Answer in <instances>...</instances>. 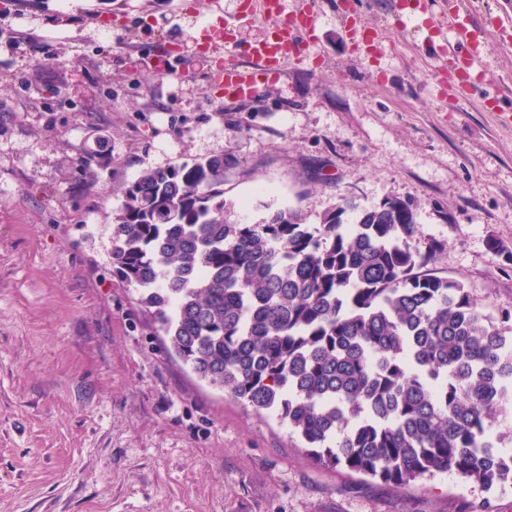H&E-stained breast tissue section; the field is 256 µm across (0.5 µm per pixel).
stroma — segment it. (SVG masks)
<instances>
[{
	"mask_svg": "<svg viewBox=\"0 0 512 512\" xmlns=\"http://www.w3.org/2000/svg\"><path fill=\"white\" fill-rule=\"evenodd\" d=\"M302 62L240 104L212 87L203 26L241 44L240 0H0V512H512L442 472L404 489L316 465L301 440L199 379L112 273V216L143 171L228 159L231 221L340 197L412 204L442 275L512 308V0H478L481 67L442 71L401 0H312ZM376 29L363 59L345 15ZM178 40L167 73L148 61ZM496 239L500 251L488 246Z\"/></svg>",
	"mask_w": 512,
	"mask_h": 512,
	"instance_id": "35a3bbf8",
	"label": "stroma"
}]
</instances>
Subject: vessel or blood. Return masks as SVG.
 I'll use <instances>...</instances> for the list:
<instances>
[{
  "label": "vessel or blood",
  "mask_w": 512,
  "mask_h": 512,
  "mask_svg": "<svg viewBox=\"0 0 512 512\" xmlns=\"http://www.w3.org/2000/svg\"><path fill=\"white\" fill-rule=\"evenodd\" d=\"M285 0H263L264 15L269 21L265 39L251 44L246 53L254 66L243 69L228 63L211 75L212 81L224 89L225 98L243 101L253 97L259 76L282 75L286 64L305 52L307 38L313 37L319 14L302 6L288 11ZM473 9L469 0H448V24L458 36L448 48V66L462 77H470L477 64L480 33L472 24ZM343 34L361 52L374 54L380 42L376 31L348 21Z\"/></svg>",
  "instance_id": "b4317fda"
}]
</instances>
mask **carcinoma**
Masks as SVG:
<instances>
[{"mask_svg": "<svg viewBox=\"0 0 512 512\" xmlns=\"http://www.w3.org/2000/svg\"><path fill=\"white\" fill-rule=\"evenodd\" d=\"M227 160L144 171L112 218V273L201 379L274 415L318 463L404 488L452 471L512 487V311L434 272L414 210L342 198L320 223L229 219ZM353 213V222L344 215Z\"/></svg>", "mask_w": 512, "mask_h": 512, "instance_id": "carcinoma-1", "label": "carcinoma"}]
</instances>
